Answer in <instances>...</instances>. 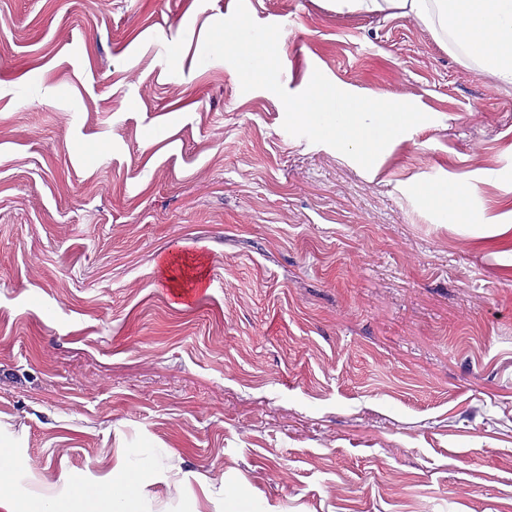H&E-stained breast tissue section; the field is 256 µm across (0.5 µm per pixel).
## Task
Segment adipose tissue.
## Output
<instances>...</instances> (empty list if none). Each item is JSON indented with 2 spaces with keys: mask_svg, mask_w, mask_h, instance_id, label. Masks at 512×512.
<instances>
[{
  "mask_svg": "<svg viewBox=\"0 0 512 512\" xmlns=\"http://www.w3.org/2000/svg\"><path fill=\"white\" fill-rule=\"evenodd\" d=\"M333 4L340 12H387L439 29L468 58L499 81L512 84V0H333ZM471 193V183L460 179L429 186L424 197L439 223L456 224L468 215ZM153 477L139 453L130 452L98 512H136L134 488L152 482Z\"/></svg>",
  "mask_w": 512,
  "mask_h": 512,
  "instance_id": "obj_1",
  "label": "adipose tissue"
}]
</instances>
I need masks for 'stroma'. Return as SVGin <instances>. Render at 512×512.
Returning <instances> with one entry per match:
<instances>
[{"label": "stroma", "instance_id": "1", "mask_svg": "<svg viewBox=\"0 0 512 512\" xmlns=\"http://www.w3.org/2000/svg\"><path fill=\"white\" fill-rule=\"evenodd\" d=\"M245 4L288 92L428 124L373 177L201 62L236 0H0V498L134 449L139 512H512V85L409 17ZM472 193V185L459 179L449 185H432L424 190V197L434 211L438 223H461L465 217L482 224L493 223L494 218L484 213L470 214L466 210L467 200Z\"/></svg>", "mask_w": 512, "mask_h": 512}]
</instances>
